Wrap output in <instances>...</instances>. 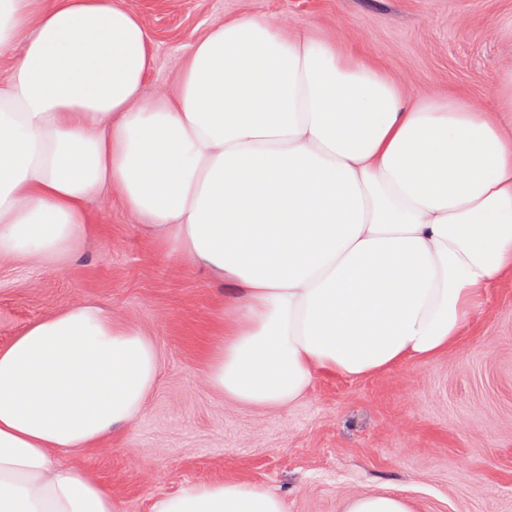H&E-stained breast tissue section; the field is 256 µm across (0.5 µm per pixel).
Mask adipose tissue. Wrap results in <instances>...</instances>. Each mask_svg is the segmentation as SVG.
Instances as JSON below:
<instances>
[{
	"mask_svg": "<svg viewBox=\"0 0 512 512\" xmlns=\"http://www.w3.org/2000/svg\"><path fill=\"white\" fill-rule=\"evenodd\" d=\"M152 45L127 0H0V259L65 270L96 232L90 197L116 191L237 287L207 380L256 408L434 360L512 275V69L483 106L413 96L360 51L252 14L214 23L151 95ZM158 372L154 339L94 301L0 345V512H115L56 453L130 428ZM151 512L288 504L227 479ZM342 512L418 509L371 490Z\"/></svg>",
	"mask_w": 512,
	"mask_h": 512,
	"instance_id": "adipose-tissue-1",
	"label": "adipose tissue"
}]
</instances>
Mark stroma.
Here are the masks:
<instances>
[{
	"label": "stroma",
	"instance_id": "stroma-1",
	"mask_svg": "<svg viewBox=\"0 0 512 512\" xmlns=\"http://www.w3.org/2000/svg\"><path fill=\"white\" fill-rule=\"evenodd\" d=\"M153 37L149 93L171 89L188 48L227 16L262 14L365 49L415 95L490 100L512 68V0H130ZM96 235L66 270L0 262V343L78 300L151 336L159 376L143 416L75 453L111 486L116 512L226 478L274 488L288 512H342L393 489L419 512H512V278L488 294L461 343L425 364L352 381L317 376L286 408H253L207 383L229 283L172 254L119 197L96 196Z\"/></svg>",
	"mask_w": 512,
	"mask_h": 512
}]
</instances>
